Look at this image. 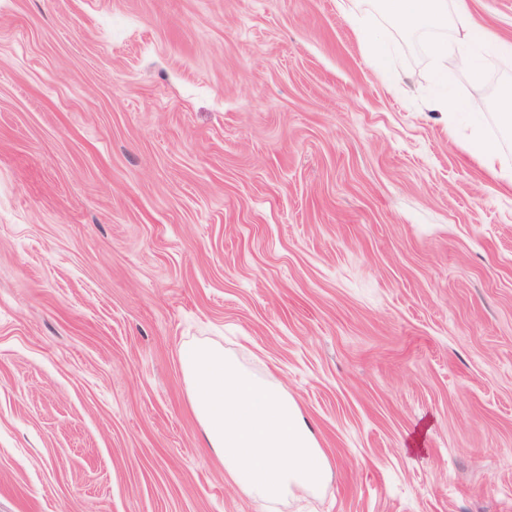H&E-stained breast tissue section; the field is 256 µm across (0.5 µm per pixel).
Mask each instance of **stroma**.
I'll use <instances>...</instances> for the list:
<instances>
[{
	"mask_svg": "<svg viewBox=\"0 0 512 512\" xmlns=\"http://www.w3.org/2000/svg\"><path fill=\"white\" fill-rule=\"evenodd\" d=\"M470 9L512 40V0ZM434 36L381 0H0V512H257L200 341L314 429L330 475L276 512H512V132L430 110Z\"/></svg>",
	"mask_w": 512,
	"mask_h": 512,
	"instance_id": "35a3bbf8",
	"label": "stroma"
}]
</instances>
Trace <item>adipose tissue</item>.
I'll return each mask as SVG.
<instances>
[{
  "instance_id": "obj_1",
  "label": "adipose tissue",
  "mask_w": 512,
  "mask_h": 512,
  "mask_svg": "<svg viewBox=\"0 0 512 512\" xmlns=\"http://www.w3.org/2000/svg\"><path fill=\"white\" fill-rule=\"evenodd\" d=\"M385 5L404 29L440 30L428 49L437 71L454 59L478 80L488 56L512 54L511 45L487 31L452 43L444 38L449 16L469 27L468 0H385ZM180 362L206 447L222 462L227 479L262 512L322 488L327 463L308 420L276 374L255 373L210 342L182 346Z\"/></svg>"
}]
</instances>
